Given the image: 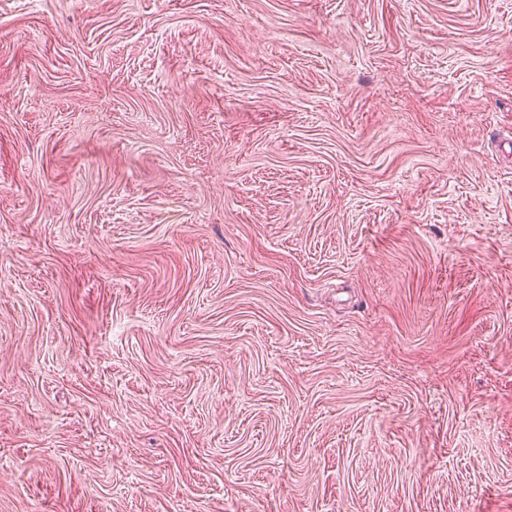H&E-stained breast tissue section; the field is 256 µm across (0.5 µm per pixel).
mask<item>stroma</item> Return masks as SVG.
Wrapping results in <instances>:
<instances>
[{
    "instance_id": "1",
    "label": "stroma",
    "mask_w": 512,
    "mask_h": 512,
    "mask_svg": "<svg viewBox=\"0 0 512 512\" xmlns=\"http://www.w3.org/2000/svg\"><path fill=\"white\" fill-rule=\"evenodd\" d=\"M0 512H512V0H0Z\"/></svg>"
}]
</instances>
